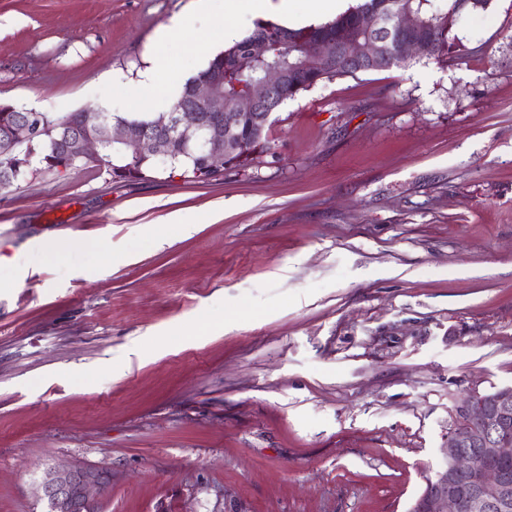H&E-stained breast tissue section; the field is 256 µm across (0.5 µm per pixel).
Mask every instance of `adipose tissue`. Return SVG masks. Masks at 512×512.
Segmentation results:
<instances>
[{
	"label": "adipose tissue",
	"mask_w": 512,
	"mask_h": 512,
	"mask_svg": "<svg viewBox=\"0 0 512 512\" xmlns=\"http://www.w3.org/2000/svg\"><path fill=\"white\" fill-rule=\"evenodd\" d=\"M347 0H305L302 10H295L292 0H193L192 8L200 28L196 38V49L205 53L216 44L234 40L239 31L226 28L224 17L249 10L252 15L261 17L270 13L290 18L303 13L308 19H328L344 11Z\"/></svg>",
	"instance_id": "adipose-tissue-1"
}]
</instances>
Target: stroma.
Wrapping results in <instances>:
<instances>
[{
	"mask_svg": "<svg viewBox=\"0 0 512 512\" xmlns=\"http://www.w3.org/2000/svg\"><path fill=\"white\" fill-rule=\"evenodd\" d=\"M176 16L195 31L192 0H0V102L136 105L145 69L205 67L157 43ZM453 33L454 65L302 92L217 181L0 188V512H45L73 464L111 472L100 512H408L460 401L512 386V0ZM174 213L192 232L158 243Z\"/></svg>",
	"mask_w": 512,
	"mask_h": 512,
	"instance_id": "obj_1",
	"label": "stroma"
}]
</instances>
